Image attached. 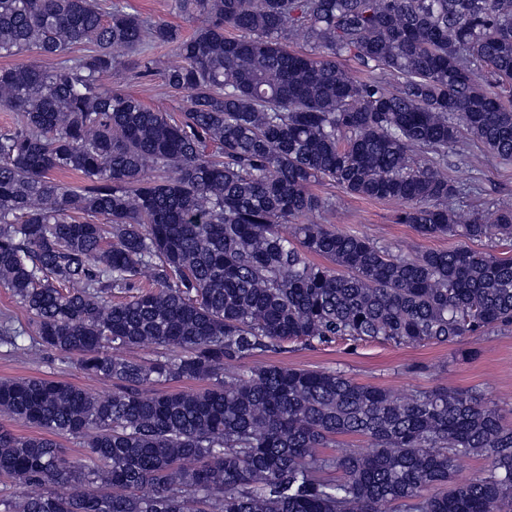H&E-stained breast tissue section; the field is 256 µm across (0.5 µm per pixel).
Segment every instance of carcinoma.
Returning a JSON list of instances; mask_svg holds the SVG:
<instances>
[{
	"label": "carcinoma",
	"instance_id": "1",
	"mask_svg": "<svg viewBox=\"0 0 512 512\" xmlns=\"http://www.w3.org/2000/svg\"><path fill=\"white\" fill-rule=\"evenodd\" d=\"M176 4L207 24L185 35L112 0H0V57L56 58L0 68V109L19 115L0 132V287L32 348L112 382H0V413L41 430L0 428V476L22 487L0 512H512V425L480 394L244 366L290 341L450 344L512 326V257L394 254L301 222L331 206L313 192L329 181L404 203L397 223L423 238L512 242V207L461 224L448 179L464 132L512 162V0ZM162 46L180 62L158 71ZM132 58L186 94L181 119L103 86ZM20 335L1 314L0 346L23 350ZM144 346L158 353L125 355ZM184 380L209 385L149 389ZM345 435L368 447L326 452ZM469 455L490 473L458 483ZM3 312L12 314L23 329L29 331V317L27 313L8 289L0 287V314Z\"/></svg>",
	"mask_w": 512,
	"mask_h": 512
}]
</instances>
